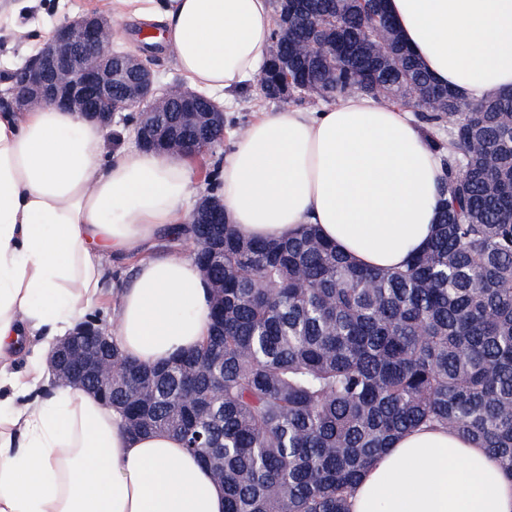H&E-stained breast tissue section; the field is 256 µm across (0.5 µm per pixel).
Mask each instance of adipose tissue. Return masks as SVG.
Instances as JSON below:
<instances>
[{
    "instance_id": "ef3b65f1",
    "label": "adipose tissue",
    "mask_w": 512,
    "mask_h": 512,
    "mask_svg": "<svg viewBox=\"0 0 512 512\" xmlns=\"http://www.w3.org/2000/svg\"><path fill=\"white\" fill-rule=\"evenodd\" d=\"M433 80L468 100L512 87V0H386ZM189 84L229 92L268 56L271 0H167ZM110 128L46 106L0 112V512H224V487L169 432L134 435L93 392L58 381L52 349L97 303L126 358L160 365L210 332L194 259L156 240L188 222L191 157L109 150ZM441 156L413 113L359 92L319 112H263L219 169L234 228L313 224L358 264L404 267L438 223ZM130 268L112 274L113 258ZM351 512H512L485 449L421 428L377 459Z\"/></svg>"
}]
</instances>
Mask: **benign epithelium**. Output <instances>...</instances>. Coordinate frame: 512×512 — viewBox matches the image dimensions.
Returning <instances> with one entry per match:
<instances>
[{
    "label": "benign epithelium",
    "mask_w": 512,
    "mask_h": 512,
    "mask_svg": "<svg viewBox=\"0 0 512 512\" xmlns=\"http://www.w3.org/2000/svg\"><path fill=\"white\" fill-rule=\"evenodd\" d=\"M7 103L12 110L61 106L104 125L134 111L136 141L159 143L165 153L188 154L204 148L205 137L224 126V109L215 101L197 104L201 93L187 86L157 87L149 61L112 48L110 20L94 11L57 26L41 51L15 73ZM179 112L178 125L163 124L161 112ZM189 223L212 228L224 223V204L211 193L199 198ZM112 335L97 319L78 324L55 349L51 363L59 380L92 386L112 401V380L124 371L112 363Z\"/></svg>",
    "instance_id": "1"
}]
</instances>
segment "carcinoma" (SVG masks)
Here are the masks:
<instances>
[{
  "label": "carcinoma",
  "instance_id": "carcinoma-1",
  "mask_svg": "<svg viewBox=\"0 0 512 512\" xmlns=\"http://www.w3.org/2000/svg\"><path fill=\"white\" fill-rule=\"evenodd\" d=\"M389 35L381 49L367 31ZM281 65L260 94L339 104L362 92L437 133L438 231L401 270L359 265L312 224L256 241L222 224L193 253L215 302L203 343L127 375L112 407L132 433L169 431L224 485V512H350L375 459L404 433L447 429L512 477V90L466 101L434 83L384 0H309L275 24Z\"/></svg>",
  "mask_w": 512,
  "mask_h": 512
}]
</instances>
